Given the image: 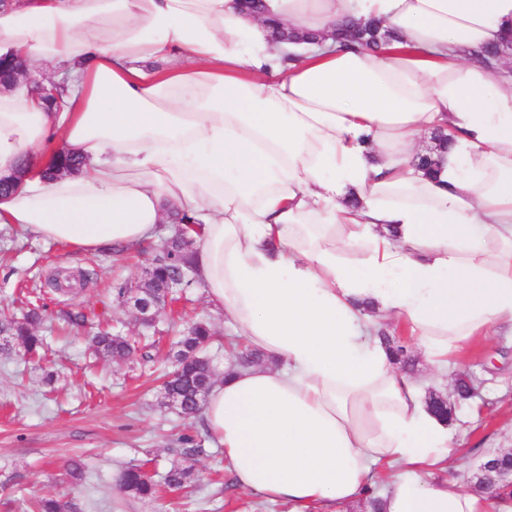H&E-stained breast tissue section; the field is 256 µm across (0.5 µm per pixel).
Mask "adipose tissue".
I'll list each match as a JSON object with an SVG mask.
<instances>
[{
	"instance_id": "obj_1",
	"label": "adipose tissue",
	"mask_w": 512,
	"mask_h": 512,
	"mask_svg": "<svg viewBox=\"0 0 512 512\" xmlns=\"http://www.w3.org/2000/svg\"><path fill=\"white\" fill-rule=\"evenodd\" d=\"M374 19L378 52L333 38ZM509 39L512 0H0V59L48 65L63 101L0 93V224L95 251L189 217L198 280L269 360L204 410L242 490L335 512L384 460L382 512H488L377 333L440 366L512 328V74L477 58ZM425 131L449 139L430 175ZM54 141L79 169L48 176Z\"/></svg>"
}]
</instances>
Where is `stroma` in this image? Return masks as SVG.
Here are the masks:
<instances>
[{"instance_id":"1","label":"stroma","mask_w":512,"mask_h":512,"mask_svg":"<svg viewBox=\"0 0 512 512\" xmlns=\"http://www.w3.org/2000/svg\"><path fill=\"white\" fill-rule=\"evenodd\" d=\"M173 231V225L163 224L157 240L140 247L82 253L0 224V310L7 314L25 312L28 287L44 282L52 271L90 275L77 293H43L46 311L34 330L49 348L44 361H27L15 351L0 354V512H25L45 496L74 501L81 512H289L288 504L235 485L202 418L182 421L161 403L155 378L169 367L171 337L190 324L204 321L213 329L208 354L216 375L232 365L228 349L240 336L202 285L194 281L175 289V314L160 313L149 327L117 297L118 289L141 281ZM77 312L86 314V322L69 323V315ZM102 316L115 332L152 343L151 361L96 356L88 338ZM385 329L405 347L411 375L453 401L448 475L469 487L483 457L512 448V335L498 332L470 346L446 376L436 378L400 327L389 323ZM466 374L483 379L481 398L457 400L456 381ZM185 435L201 446L188 459L180 453ZM73 459L85 465L83 480L61 482L62 469ZM174 463L191 468L192 493L166 491L157 499L139 500L115 483L117 472L128 466L159 477Z\"/></svg>"}]
</instances>
